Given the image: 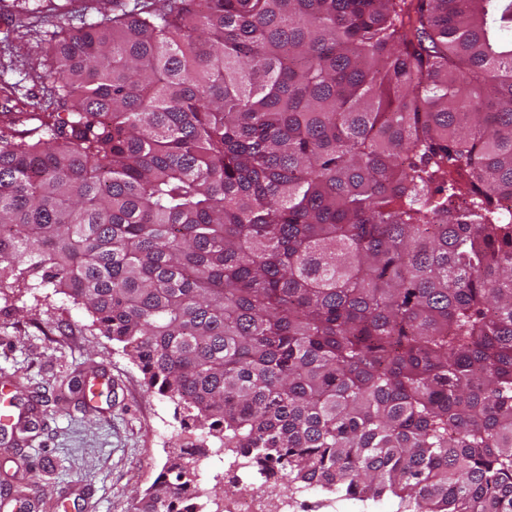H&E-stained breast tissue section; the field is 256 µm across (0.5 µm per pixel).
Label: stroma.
Instances as JSON below:
<instances>
[{
  "mask_svg": "<svg viewBox=\"0 0 512 512\" xmlns=\"http://www.w3.org/2000/svg\"><path fill=\"white\" fill-rule=\"evenodd\" d=\"M133 9L136 0H63L68 12L19 26L37 0H0V79L18 97L45 99L39 63L53 31L78 16L101 20L104 2ZM112 376L100 408L84 409L82 381ZM0 386L15 394L29 421L21 437L0 436V496L59 500L67 512H133L136 496L161 472L181 432L173 402L151 392L128 352L92 323L84 308L49 288L0 290Z\"/></svg>",
  "mask_w": 512,
  "mask_h": 512,
  "instance_id": "35a3bbf8",
  "label": "stroma"
}]
</instances>
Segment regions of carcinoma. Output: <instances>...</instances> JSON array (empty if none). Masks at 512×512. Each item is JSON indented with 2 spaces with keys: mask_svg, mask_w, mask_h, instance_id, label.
Listing matches in <instances>:
<instances>
[{
  "mask_svg": "<svg viewBox=\"0 0 512 512\" xmlns=\"http://www.w3.org/2000/svg\"><path fill=\"white\" fill-rule=\"evenodd\" d=\"M0 83V288L51 287L272 486L512 512V0H136Z\"/></svg>",
  "mask_w": 512,
  "mask_h": 512,
  "instance_id": "obj_1",
  "label": "carcinoma"
}]
</instances>
